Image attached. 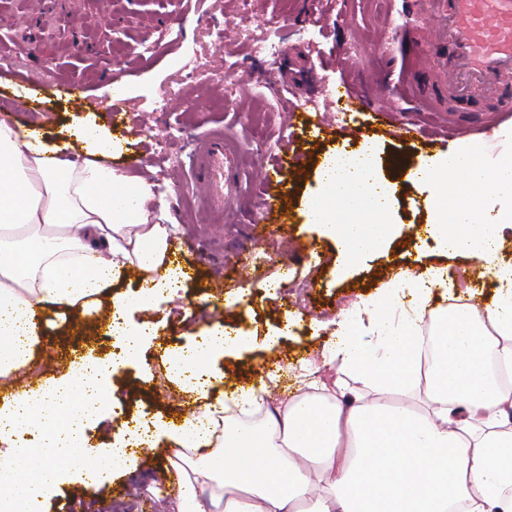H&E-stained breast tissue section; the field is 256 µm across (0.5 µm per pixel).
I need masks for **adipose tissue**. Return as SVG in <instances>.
I'll list each match as a JSON object with an SVG mask.
<instances>
[{"mask_svg":"<svg viewBox=\"0 0 512 512\" xmlns=\"http://www.w3.org/2000/svg\"><path fill=\"white\" fill-rule=\"evenodd\" d=\"M73 136L80 152H62L0 121V377L30 364L46 310H85L103 295L121 318L112 335L135 361L151 326L126 321V313L150 310L184 286L169 257L172 227L147 207L155 183L129 181L113 167L103 128L83 126ZM502 138L493 154L483 142L460 141L412 173L428 190L427 228L441 250L495 271L491 303L480 312L430 310L434 292L448 287L447 271H409L342 320L327 349L330 363L371 389L425 388L427 409L364 394L343 401L339 379L276 406L264 384L208 398L201 411L164 427L170 512H512V386L487 366L492 353L512 373V266L500 259L502 231L512 228V134ZM352 196L376 223H337L335 204ZM391 201L373 161L334 155L321 168L309 217L354 260L390 235ZM130 270L140 271V289L114 292ZM249 342L243 331L215 327L170 372L202 391L205 367ZM109 372L105 363L75 365L0 405V439L31 437L17 459L0 460V512H40L72 460L94 485L129 470L135 448L150 445V437L118 432L106 446L86 448L84 431L108 400Z\"/></svg>","mask_w":512,"mask_h":512,"instance_id":"obj_1","label":"adipose tissue"}]
</instances>
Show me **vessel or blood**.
<instances>
[{"instance_id": "obj_1", "label": "vessel or blood", "mask_w": 512, "mask_h": 512, "mask_svg": "<svg viewBox=\"0 0 512 512\" xmlns=\"http://www.w3.org/2000/svg\"><path fill=\"white\" fill-rule=\"evenodd\" d=\"M419 10L435 37L427 64L436 84L459 102L486 101L492 111L512 112V0H420ZM391 92L388 83L372 76L364 91L349 95L347 104L380 117V102ZM197 141V173L190 188L203 202L208 220L220 224L224 176L231 168L224 133L208 130L198 134ZM298 160V153L286 144L275 163L260 170L266 211H273Z\"/></svg>"}]
</instances>
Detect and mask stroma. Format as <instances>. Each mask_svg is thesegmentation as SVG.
Wrapping results in <instances>:
<instances>
[{"label": "stroma", "instance_id": "1", "mask_svg": "<svg viewBox=\"0 0 512 512\" xmlns=\"http://www.w3.org/2000/svg\"><path fill=\"white\" fill-rule=\"evenodd\" d=\"M68 24H59V16ZM177 40L158 44L169 26ZM432 34L413 0H0V98L38 97L29 127L43 142L60 146L70 127L93 123L126 139L140 160L138 175L156 180L166 214L180 231L173 246L182 258L201 253L196 273L172 300L135 313L152 326L139 361L124 362L108 335L107 307L66 318L60 338L42 345L33 370L21 378L38 385L89 359L112 362L104 384L112 396L85 430L88 447L108 443L123 426L179 419L201 402L171 375V356L223 325L248 332L250 346L215 360L210 394L280 377L278 396L307 392L297 379L302 364L320 368V352L355 302L376 297L394 266L420 272L447 265L465 287L490 299L494 271L469 255L440 251L426 231L425 187L408 180L421 156L444 154L457 139L448 127V97L436 93L421 64ZM274 41L293 48L291 62L268 65L253 47ZM157 44L154 54L144 48ZM235 72H228V63ZM377 72L398 93L381 121L367 112L337 118L339 107L325 85L360 92ZM122 78L130 109L112 116L111 74ZM78 80L81 97H59L55 83ZM170 95L167 112L156 101ZM310 100V107L297 103ZM223 129L237 153V187L224 198V221L209 223L196 195L187 142L191 135ZM302 163L291 174L272 215L263 213L258 183L282 142ZM372 149L378 174L391 186L388 221L394 231L379 250L350 265L334 238L310 223L307 201L327 155ZM288 224L290 241L253 238V220ZM303 282V292L282 287L283 277ZM169 450L154 445L126 472L88 487L70 476L42 502L41 512H139L133 488L153 503L169 496Z\"/></svg>", "mask_w": 512, "mask_h": 512}]
</instances>
